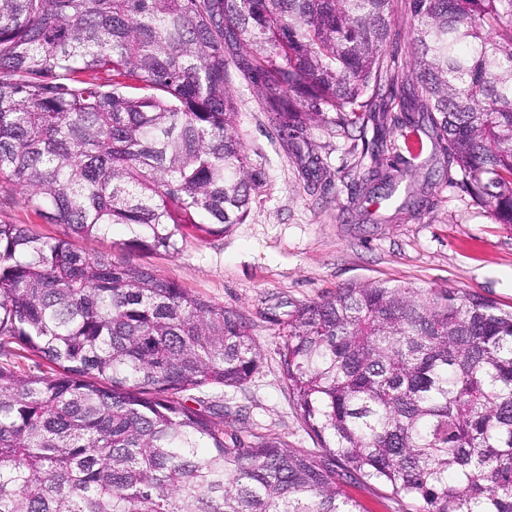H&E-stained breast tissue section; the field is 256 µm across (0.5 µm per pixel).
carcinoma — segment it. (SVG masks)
<instances>
[{"mask_svg": "<svg viewBox=\"0 0 512 512\" xmlns=\"http://www.w3.org/2000/svg\"><path fill=\"white\" fill-rule=\"evenodd\" d=\"M406 4L409 71L394 0H0V183L63 228L0 222V512H359L344 474L415 512H512V309L385 282L297 307L279 356L318 460L198 396L258 370L242 312L73 243L121 227L174 254L244 221L262 174L233 67L297 149L359 129L373 199L394 126L426 117L511 225L512 0ZM383 90L400 114L373 111ZM395 12L398 16V23L394 30V36L388 47V54L395 56L400 68L409 70L413 63L412 29L409 23V15L405 8L404 0H395Z\"/></svg>", "mask_w": 512, "mask_h": 512, "instance_id": "cac0c4a2", "label": "carcinoma"}]
</instances>
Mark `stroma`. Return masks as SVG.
<instances>
[{
	"label": "stroma",
	"instance_id": "stroma-1",
	"mask_svg": "<svg viewBox=\"0 0 512 512\" xmlns=\"http://www.w3.org/2000/svg\"><path fill=\"white\" fill-rule=\"evenodd\" d=\"M236 130L254 168L263 174L243 223L223 236L187 238L178 254L124 249L117 231L77 248L155 268L212 302L243 312L261 352L258 371L243 386L204 391L209 402L241 411L255 433L278 437L292 449L320 455L285 388L278 323L296 307L350 284L387 281L423 288L475 292L512 307V225L448 180L427 124L394 130L392 162L397 202L424 191L429 204L416 215L395 205L358 201V130L325 126L307 135L312 152L297 153L258 102L255 84L235 77ZM0 220L26 224L43 236L60 225L36 213L22 190L0 192ZM362 512H414L375 482L344 478Z\"/></svg>",
	"mask_w": 512,
	"mask_h": 512
}]
</instances>
